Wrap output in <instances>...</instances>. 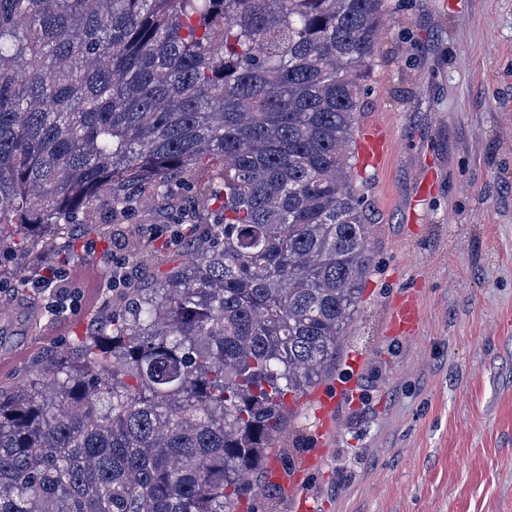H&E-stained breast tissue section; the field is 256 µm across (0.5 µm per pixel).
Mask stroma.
<instances>
[{
    "instance_id": "1",
    "label": "stroma",
    "mask_w": 512,
    "mask_h": 512,
    "mask_svg": "<svg viewBox=\"0 0 512 512\" xmlns=\"http://www.w3.org/2000/svg\"><path fill=\"white\" fill-rule=\"evenodd\" d=\"M367 87L358 118L384 120L396 150L355 177L373 218L372 264L336 368L316 386L352 389L327 443L314 395L301 398L280 445L290 469L321 463L262 510L512 512V0H389ZM72 242L73 312L57 314L52 289L30 275L59 258L58 242L0 268V304L35 300L48 325L14 336L23 354L0 368L1 392L89 333L112 301L102 253L124 246L109 211ZM407 292L420 298L419 333L387 335Z\"/></svg>"
}]
</instances>
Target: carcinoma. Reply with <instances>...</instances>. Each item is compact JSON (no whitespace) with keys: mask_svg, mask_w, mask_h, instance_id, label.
<instances>
[{"mask_svg":"<svg viewBox=\"0 0 512 512\" xmlns=\"http://www.w3.org/2000/svg\"><path fill=\"white\" fill-rule=\"evenodd\" d=\"M387 0H0V263L216 182L149 283L0 396V512H258L336 365L371 223L357 112ZM153 241L142 224L130 255Z\"/></svg>","mask_w":512,"mask_h":512,"instance_id":"cac0c4a2","label":"carcinoma"}]
</instances>
